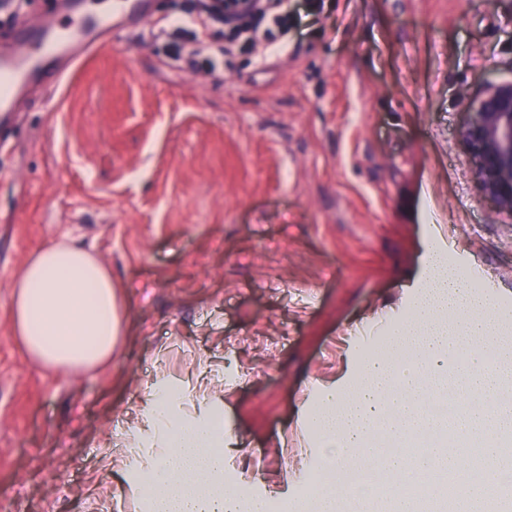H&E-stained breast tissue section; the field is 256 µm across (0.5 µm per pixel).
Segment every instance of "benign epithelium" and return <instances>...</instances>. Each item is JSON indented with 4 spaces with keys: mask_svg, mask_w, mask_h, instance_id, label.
<instances>
[{
    "mask_svg": "<svg viewBox=\"0 0 512 512\" xmlns=\"http://www.w3.org/2000/svg\"><path fill=\"white\" fill-rule=\"evenodd\" d=\"M467 105L473 118L461 140L476 161L478 188L512 215V80L489 85Z\"/></svg>",
    "mask_w": 512,
    "mask_h": 512,
    "instance_id": "benign-epithelium-1",
    "label": "benign epithelium"
}]
</instances>
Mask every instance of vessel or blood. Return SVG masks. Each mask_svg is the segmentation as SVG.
<instances>
[{
  "instance_id": "1",
  "label": "vessel or blood",
  "mask_w": 512,
  "mask_h": 512,
  "mask_svg": "<svg viewBox=\"0 0 512 512\" xmlns=\"http://www.w3.org/2000/svg\"><path fill=\"white\" fill-rule=\"evenodd\" d=\"M152 15L151 0H112L94 17L76 0H55L38 16L20 14L0 29V156L13 145L8 131L23 104L55 93L112 38Z\"/></svg>"
}]
</instances>
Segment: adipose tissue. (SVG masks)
Returning a JSON list of instances; mask_svg holds the SVG:
<instances>
[{"label": "adipose tissue", "mask_w": 512, "mask_h": 512, "mask_svg": "<svg viewBox=\"0 0 512 512\" xmlns=\"http://www.w3.org/2000/svg\"><path fill=\"white\" fill-rule=\"evenodd\" d=\"M12 288L14 334L46 372L85 373L111 361L120 332L112 273L91 252L65 242L47 245L27 260ZM501 325L493 297L475 293L466 270L429 251L413 317L391 326L386 350L361 363L351 391L326 389L307 409L325 467L352 470L380 458L396 479L392 512H409L411 487L442 472L458 474L459 458L434 447L411 464L398 453L381 455L370 439L380 425L398 441L416 433L424 377L448 372L467 401L454 421L455 435L482 442L485 473L512 469V454L492 441L512 435V409L489 411L486 400L501 391L503 380L478 344ZM452 344L469 351V362L449 365ZM186 402L169 387L155 396L146 431L158 450L134 486L146 512H264L247 490L224 489L223 420L186 416Z\"/></svg>", "instance_id": "1"}]
</instances>
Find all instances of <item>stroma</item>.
Returning <instances> with one entry per match:
<instances>
[{
    "label": "stroma",
    "instance_id": "obj_1",
    "mask_svg": "<svg viewBox=\"0 0 512 512\" xmlns=\"http://www.w3.org/2000/svg\"><path fill=\"white\" fill-rule=\"evenodd\" d=\"M152 0L13 131L0 176V496L13 512H142L156 389H208L226 466L303 512L310 392L347 386L366 328L413 308L433 234L512 303V216L477 187L466 97L512 79V0H291L286 51L171 60ZM70 242L125 302L111 363L52 376L13 334V280Z\"/></svg>",
    "mask_w": 512,
    "mask_h": 512
}]
</instances>
